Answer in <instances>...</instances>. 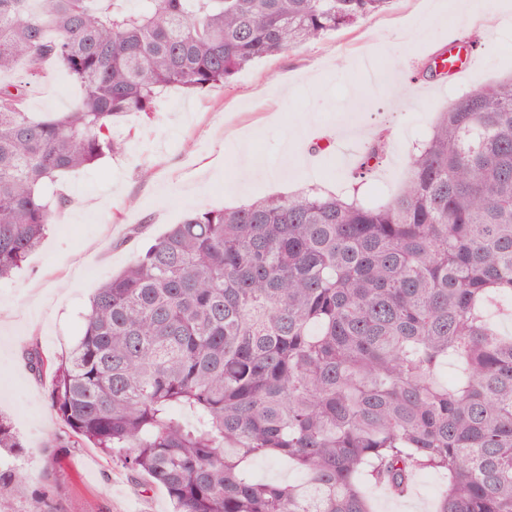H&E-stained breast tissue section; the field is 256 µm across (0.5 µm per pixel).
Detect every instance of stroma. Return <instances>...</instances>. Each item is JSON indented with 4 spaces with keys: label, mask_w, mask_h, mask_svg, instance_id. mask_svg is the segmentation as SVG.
<instances>
[{
    "label": "stroma",
    "mask_w": 512,
    "mask_h": 512,
    "mask_svg": "<svg viewBox=\"0 0 512 512\" xmlns=\"http://www.w3.org/2000/svg\"><path fill=\"white\" fill-rule=\"evenodd\" d=\"M504 0L457 14L454 0H391L382 11L323 39L259 61L202 94L172 90L152 120L125 117L113 129L121 154L62 175L70 205L56 210L39 248L0 281V415L26 446L17 468L32 497L49 456H57L55 512H171L162 487H147L95 448L48 449L62 430L48 402L50 376L34 375L31 348L65 354L82 330L88 300L155 238L190 213L235 207L314 185L349 190L346 152L358 156L376 133L391 134L387 159L360 190L368 204L394 193L416 142L437 112L480 82L512 75V9ZM476 33L471 74L424 84L410 75L448 38ZM72 79L47 66L27 109L70 110ZM437 476L419 475L410 495L393 498L364 484L373 512H433Z\"/></svg>",
    "instance_id": "35a3bbf8"
}]
</instances>
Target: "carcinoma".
Listing matches in <instances>:
<instances>
[{
  "label": "carcinoma",
  "mask_w": 512,
  "mask_h": 512,
  "mask_svg": "<svg viewBox=\"0 0 512 512\" xmlns=\"http://www.w3.org/2000/svg\"><path fill=\"white\" fill-rule=\"evenodd\" d=\"M0 0V280L45 237L62 174L123 149L169 88L226 85L390 0ZM79 85L67 112L27 100L46 65ZM375 135L350 177L387 157ZM512 78L439 113L399 193L369 206L310 188L185 217L97 288L69 356L34 350L64 448H97L173 512H373L441 477L435 512H512ZM0 449L25 446L0 417ZM254 459L303 482L256 481ZM0 512H51L45 489Z\"/></svg>",
  "instance_id": "carcinoma-1"
}]
</instances>
